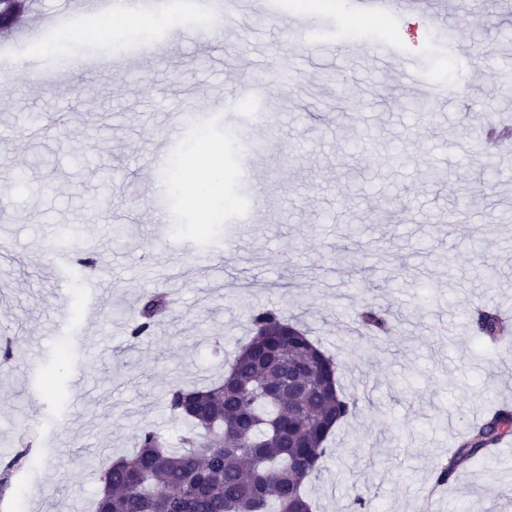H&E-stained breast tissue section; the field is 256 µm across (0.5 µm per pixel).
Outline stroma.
<instances>
[{
  "label": "stroma",
  "instance_id": "35a3bbf8",
  "mask_svg": "<svg viewBox=\"0 0 512 512\" xmlns=\"http://www.w3.org/2000/svg\"><path fill=\"white\" fill-rule=\"evenodd\" d=\"M29 2L30 36L0 32V348L12 350L0 365V460L30 446L0 512H91L100 471L132 452L139 427L178 447L184 423L165 411L167 389L223 377L265 307L309 328L357 403L305 487L314 512H349L358 496L372 512H420L468 427L512 407V355L468 319L478 303L512 311V143L468 145L487 123L512 128V12L442 0L463 32L451 56L428 15L395 10L271 98L268 139L253 105L230 106L226 92L308 49L262 0L230 30L192 12L126 28L145 56L123 38L88 39L105 18L74 16V0ZM376 42L419 58L437 82L467 69V103L411 110L419 90L366 61ZM62 57L95 64L52 67ZM200 105L210 121L167 143L179 113ZM209 148L224 156L211 198L181 190L157 206L149 156L177 158L178 179ZM462 209L498 221L458 219ZM155 291L170 293V309L131 340ZM369 305L390 335L357 325ZM436 506L512 512V451L460 469Z\"/></svg>",
  "mask_w": 512,
  "mask_h": 512
}]
</instances>
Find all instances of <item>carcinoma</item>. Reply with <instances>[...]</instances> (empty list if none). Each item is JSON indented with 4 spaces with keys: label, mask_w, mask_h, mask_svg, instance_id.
<instances>
[{
    "label": "carcinoma",
    "mask_w": 512,
    "mask_h": 512,
    "mask_svg": "<svg viewBox=\"0 0 512 512\" xmlns=\"http://www.w3.org/2000/svg\"><path fill=\"white\" fill-rule=\"evenodd\" d=\"M24 10L25 0H0V27H11ZM168 305L162 291L147 296L130 335L152 332ZM251 322L254 335L227 372L235 385L226 388L221 380L203 387L171 386L165 407L189 425L182 448L165 447L154 429L141 430L137 450L101 471L96 512H311L305 484L322 471L327 440L341 421L353 416L356 402L338 389V364L305 331L270 308L253 312ZM360 324L389 331L372 306L361 313ZM472 324L492 341L512 336V325L493 309L476 308ZM269 332L270 344L284 349L291 365L315 363L299 399L263 390L275 373L259 362L254 342ZM511 436L512 410H495L449 451L436 482H449L459 466L477 461ZM28 451L26 447L0 465V493L10 487Z\"/></svg>",
    "instance_id": "1"
}]
</instances>
